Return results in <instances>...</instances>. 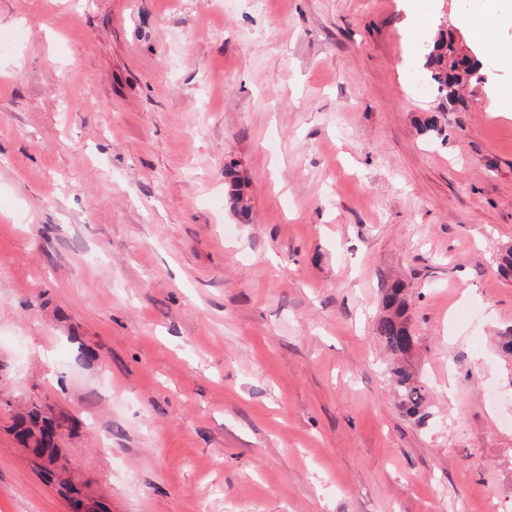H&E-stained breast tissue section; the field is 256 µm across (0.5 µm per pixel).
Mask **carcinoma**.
Wrapping results in <instances>:
<instances>
[{
	"label": "carcinoma",
	"instance_id": "cac0c4a2",
	"mask_svg": "<svg viewBox=\"0 0 512 512\" xmlns=\"http://www.w3.org/2000/svg\"><path fill=\"white\" fill-rule=\"evenodd\" d=\"M460 50L456 35L441 29L422 60L426 82L439 98V107L450 111L462 101L460 91L477 78V71L483 66L482 60L474 56L468 59L465 73L458 74ZM224 185L230 209L242 220H248L250 208L240 189L238 172L232 164L224 167ZM381 304L382 314L375 322L374 333L391 356L390 380L394 394L406 416L422 424L430 417L426 410L428 391L411 363L417 340L412 337L410 301L405 284L398 279L387 281L382 288ZM20 427L36 438L37 446L46 451L53 445L59 425L33 411L21 418Z\"/></svg>",
	"mask_w": 512,
	"mask_h": 512
}]
</instances>
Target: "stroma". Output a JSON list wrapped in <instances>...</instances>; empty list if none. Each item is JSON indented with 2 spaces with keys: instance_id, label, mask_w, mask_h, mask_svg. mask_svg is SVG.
<instances>
[{
  "instance_id": "1",
  "label": "stroma",
  "mask_w": 512,
  "mask_h": 512,
  "mask_svg": "<svg viewBox=\"0 0 512 512\" xmlns=\"http://www.w3.org/2000/svg\"><path fill=\"white\" fill-rule=\"evenodd\" d=\"M483 10L0 0V512H512V72L420 90L440 27L512 40ZM395 276L422 426L373 334ZM224 185L227 188V203L230 209L243 221H248L250 208L240 189V179L234 165L224 167ZM19 425L23 432L36 438L38 448H42L43 451L50 449L54 442L55 431L61 427L59 423L43 420L35 411L29 413L27 418H21Z\"/></svg>"
}]
</instances>
